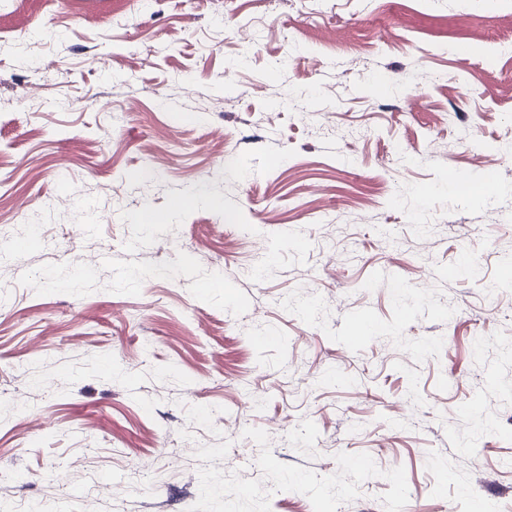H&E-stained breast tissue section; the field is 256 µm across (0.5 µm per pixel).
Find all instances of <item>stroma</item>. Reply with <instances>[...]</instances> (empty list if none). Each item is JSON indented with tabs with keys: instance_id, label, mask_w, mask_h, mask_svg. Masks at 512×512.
Masks as SVG:
<instances>
[{
	"instance_id": "1",
	"label": "stroma",
	"mask_w": 512,
	"mask_h": 512,
	"mask_svg": "<svg viewBox=\"0 0 512 512\" xmlns=\"http://www.w3.org/2000/svg\"><path fill=\"white\" fill-rule=\"evenodd\" d=\"M506 14L0 0V512H512Z\"/></svg>"
}]
</instances>
